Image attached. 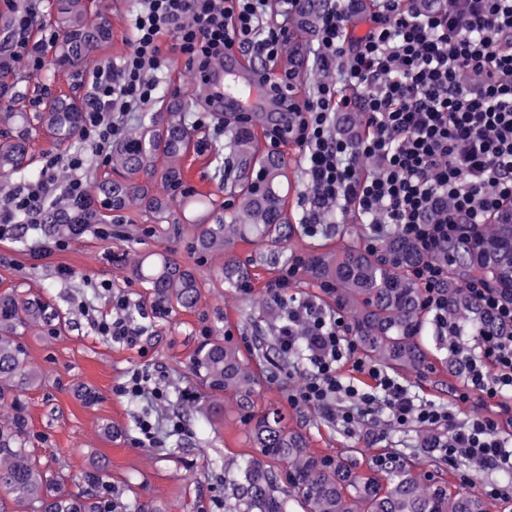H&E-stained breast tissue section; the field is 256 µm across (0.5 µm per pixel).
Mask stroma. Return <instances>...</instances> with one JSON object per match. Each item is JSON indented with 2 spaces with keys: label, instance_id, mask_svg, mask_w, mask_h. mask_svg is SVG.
<instances>
[{
  "label": "stroma",
  "instance_id": "stroma-1",
  "mask_svg": "<svg viewBox=\"0 0 512 512\" xmlns=\"http://www.w3.org/2000/svg\"><path fill=\"white\" fill-rule=\"evenodd\" d=\"M93 3L106 8L112 19V41L98 51L96 61L119 63L130 47V16L139 0ZM161 48L172 64L155 99L131 113L128 129H135L144 113L165 111L173 102L179 103L185 124L194 125L198 116L195 71L172 39H163ZM17 75L30 86L47 80L53 92L83 99L91 70L86 67L76 74L61 68L50 80L41 70L21 69ZM194 134L199 146L183 162L184 179L223 202L214 155L224 146V134L210 124L195 127ZM37 241L24 225L13 237L0 240V293L41 295L63 317L56 335H44L37 328L22 335L29 366L42 380L20 395L28 405L34 452L62 468L66 490L82 486L84 471L91 462L101 461L107 465L108 494L117 512L135 502L146 505L147 512H224L240 467L256 450L239 415L225 407L224 397L213 396L191 374L189 359L205 337L228 336L254 376L256 411H280L290 426L307 435L314 453L346 455L361 465L374 455L390 453L416 474L449 489L472 483L475 491L488 496L491 512H512V497L491 493L504 482L500 474L464 458L432 465L423 451L422 428L394 425L383 411L360 417L346 428L320 408L289 404V389L310 365L283 356L277 346L282 316L267 317L258 307L268 284L277 279L271 271L255 268L250 291L226 288L217 262L205 263L188 253L179 225L154 223L137 209L105 213L100 225H88L64 249L42 257L33 254ZM147 252H165L195 267L203 293L199 311H180L165 321L155 318L147 288L131 271L132 260ZM63 268L68 271L64 277L59 274ZM121 297L137 309L134 322L141 334L133 343L112 340L97 328L98 322L112 318ZM136 372L145 376L150 389L163 391V400L120 393L121 384ZM402 382L423 402L496 415L503 434L512 435V396L483 400L469 393L468 402H460V395L468 393L466 377L440 362ZM85 386L95 390L96 402L87 404L78 397V389ZM211 402L217 403V410L202 415L200 406ZM145 419L156 427L158 445L141 443L139 425ZM217 459L222 469L214 468Z\"/></svg>",
  "mask_w": 512,
  "mask_h": 512
}]
</instances>
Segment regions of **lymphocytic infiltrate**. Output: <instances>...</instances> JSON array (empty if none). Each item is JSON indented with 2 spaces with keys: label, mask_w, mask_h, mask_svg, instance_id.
Returning a JSON list of instances; mask_svg holds the SVG:
<instances>
[{
  "label": "lymphocytic infiltrate",
  "mask_w": 512,
  "mask_h": 512,
  "mask_svg": "<svg viewBox=\"0 0 512 512\" xmlns=\"http://www.w3.org/2000/svg\"><path fill=\"white\" fill-rule=\"evenodd\" d=\"M0 1L12 13L0 68H44L31 39L34 7ZM357 2L331 0L317 25L315 66L340 71L341 82H318L304 103L290 106L297 114L290 134L313 191L304 222L322 223L339 204L371 224V242L393 234L428 251L449 248L512 209V0H443L437 10L424 9L422 0H379L365 33L355 35L347 24L360 15ZM302 3L280 0V19L268 25L269 0H141L128 53L119 65L92 70L78 133L85 151L46 155L36 180L9 191L0 202V239L14 235L17 215L39 224L47 206L90 202L79 172L90 158H107L113 140L126 133V115L155 97L154 75L170 64L162 38L173 39L195 71L206 107L219 108L224 99L212 72L231 50L265 62L263 90L291 91L293 73L277 68ZM353 107L363 114L364 133L335 135L337 113ZM63 168L73 172L64 181ZM285 314L282 353L296 354L298 324L314 341L311 372L289 391L290 404L329 411L345 398L350 406L342 420L349 424L381 397L396 424L433 432L426 453L512 475V440L502 437L497 418L470 414L460 421L450 408L416 402L406 386L358 356L343 321L320 305L289 303ZM460 352L470 390L484 399L512 393L511 336H479ZM347 361L370 377L373 390L343 381L338 369Z\"/></svg>",
  "instance_id": "1"
}]
</instances>
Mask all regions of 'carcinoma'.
Wrapping results in <instances>:
<instances>
[{
    "label": "carcinoma",
    "instance_id": "1",
    "mask_svg": "<svg viewBox=\"0 0 512 512\" xmlns=\"http://www.w3.org/2000/svg\"><path fill=\"white\" fill-rule=\"evenodd\" d=\"M305 2L300 26L309 30L318 21L323 0ZM52 7L53 23L62 34L61 41L48 45L54 61L70 68L95 62L96 52L112 41L110 18L91 12L90 0H53ZM0 98L9 103L0 112L1 178L25 180L32 175L33 132L44 129L56 145L64 146L72 143L83 121L84 103L63 96L49 99L36 112L14 108L30 94L10 80L7 69H0ZM294 118L292 112L224 114V152L236 174L224 179L227 200L222 205L184 181L181 161L197 143L176 112L162 121L151 116L112 142L116 177L98 181L94 194L105 210L139 207L159 224L185 220L193 253L210 260L224 258L219 267L224 284L248 288L252 264L234 257L238 243L260 242L257 263L262 266L274 269L292 262L288 246L298 225L291 223L284 194L288 161L281 152L262 149L258 134L283 133ZM157 184L163 193L155 192ZM78 218L73 213L66 222L55 214L47 227L34 224L32 230L70 239L77 236ZM356 219L355 213L336 215V245L311 246L298 256L299 272L333 302L345 318L348 335L369 358L404 375L420 374L431 363L434 354L422 341L431 312L423 306L421 288L412 276L415 267L429 260L448 266L441 289V314L448 328L465 329L473 336L509 334L462 281L476 273L512 298V223L485 224L464 245L431 255L399 236L370 250L352 235ZM133 274L150 288L155 315L162 320L178 311L193 312L202 301L193 268L164 252L140 257ZM58 321V311L38 296L0 294V400L11 399V416L0 419V512H7L8 500L24 506L25 512H110L106 501L85 490H62L61 471L42 465L31 450L27 405L13 394L39 380L28 367L20 336L30 327L52 330ZM189 367L211 391L235 398L252 447L259 449L234 483L243 512H284L278 494L281 466L288 492L300 501L303 512H490L483 496L465 487L451 491L415 476L392 455H379L361 469L351 461L311 452L308 437L288 426L281 414L252 412L254 379L238 350L221 339L202 341Z\"/></svg>",
    "mask_w": 512,
    "mask_h": 512
}]
</instances>
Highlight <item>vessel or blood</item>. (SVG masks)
Here are the masks:
<instances>
[{
  "instance_id": "b4317fda",
  "label": "vessel or blood",
  "mask_w": 512,
  "mask_h": 512,
  "mask_svg": "<svg viewBox=\"0 0 512 512\" xmlns=\"http://www.w3.org/2000/svg\"><path fill=\"white\" fill-rule=\"evenodd\" d=\"M234 54H226L225 66L217 75L224 84V109L228 112H284L287 102L274 96L256 94L258 69L239 70L234 66Z\"/></svg>"
}]
</instances>
